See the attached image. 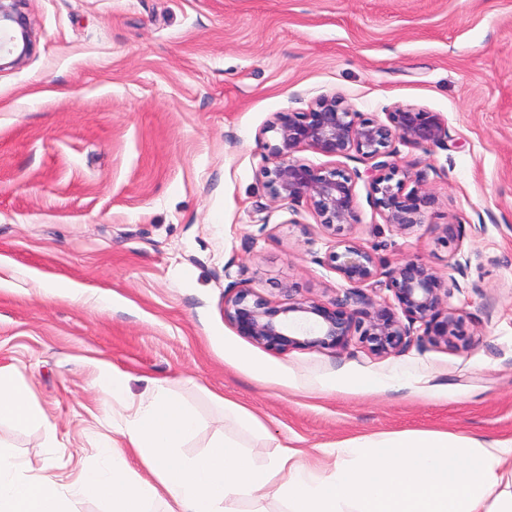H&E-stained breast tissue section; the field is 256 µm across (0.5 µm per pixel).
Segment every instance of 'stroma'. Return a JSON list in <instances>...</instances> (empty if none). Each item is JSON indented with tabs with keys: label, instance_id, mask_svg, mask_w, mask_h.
Here are the masks:
<instances>
[{
	"label": "stroma",
	"instance_id": "obj_1",
	"mask_svg": "<svg viewBox=\"0 0 512 512\" xmlns=\"http://www.w3.org/2000/svg\"><path fill=\"white\" fill-rule=\"evenodd\" d=\"M26 12L34 50L0 73V367L22 374L56 432L0 422V445L29 475L64 486L101 465L124 413L100 381L107 363L129 401L163 380L200 415L188 454L223 432L224 397L312 458L365 434L512 438V0H27ZM334 93L376 121L406 104L447 120V148L396 156L435 198L424 222L386 224L361 179L346 236L385 270L416 260L448 277L462 263L448 307L469 348L278 354L225 320L241 280L325 304L347 288L327 263L334 236L260 174L275 113ZM257 366L276 374L257 379Z\"/></svg>",
	"mask_w": 512,
	"mask_h": 512
}]
</instances>
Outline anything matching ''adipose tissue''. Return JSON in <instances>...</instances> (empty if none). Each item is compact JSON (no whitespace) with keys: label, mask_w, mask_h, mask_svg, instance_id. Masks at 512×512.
I'll return each instance as SVG.
<instances>
[{"label":"adipose tissue","mask_w":512,"mask_h":512,"mask_svg":"<svg viewBox=\"0 0 512 512\" xmlns=\"http://www.w3.org/2000/svg\"><path fill=\"white\" fill-rule=\"evenodd\" d=\"M224 434L196 455L181 451L201 425L165 381L123 418L121 441H106L103 463L80 471L72 494L105 500L108 512H512V438L482 440L445 431L366 435L325 446L310 463L303 449L259 450L267 435L245 406L223 399ZM49 427L18 373L0 368V421ZM145 475L134 476L133 463ZM69 495L26 476L0 448V512H71Z\"/></svg>","instance_id":"obj_1"}]
</instances>
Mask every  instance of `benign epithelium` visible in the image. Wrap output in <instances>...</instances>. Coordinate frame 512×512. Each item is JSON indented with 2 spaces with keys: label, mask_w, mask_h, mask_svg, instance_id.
Masks as SVG:
<instances>
[{
  "label": "benign epithelium",
  "mask_w": 512,
  "mask_h": 512,
  "mask_svg": "<svg viewBox=\"0 0 512 512\" xmlns=\"http://www.w3.org/2000/svg\"><path fill=\"white\" fill-rule=\"evenodd\" d=\"M26 0H0V72L22 66L31 56L35 36L25 11ZM273 132L267 146L270 163L261 168L274 198L290 205L306 202L318 224L337 237L329 252L331 267L350 286L344 298L327 305L292 297L287 301L259 295L247 282L224 298V319L253 343L284 354L294 349H343L352 339L371 354L399 353L416 344L468 346L462 316L448 310V284L428 265L409 260L384 273L374 255L344 237L358 223L356 184L360 173L336 167L315 168L294 158L303 147L326 157L357 154L373 161L368 169L369 196L375 209L400 231L425 219L433 197L419 186L408 187L406 174L391 161L396 144L429 150L448 147V124L438 112L401 105L387 121L362 117L334 94L315 98L303 112H277L261 134ZM385 275L395 296L391 305L374 300L361 287ZM422 333H417L415 325Z\"/></svg>",
  "instance_id": "obj_1"
}]
</instances>
